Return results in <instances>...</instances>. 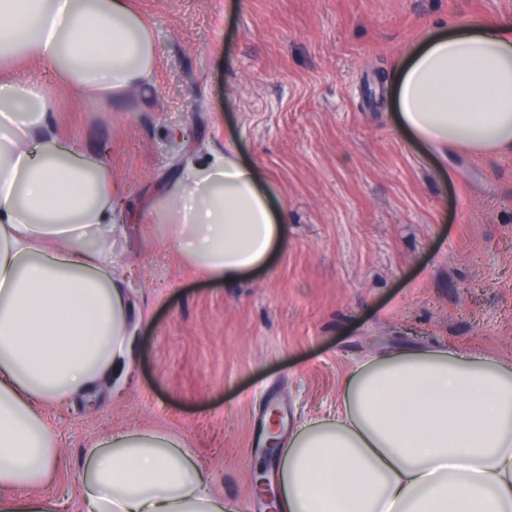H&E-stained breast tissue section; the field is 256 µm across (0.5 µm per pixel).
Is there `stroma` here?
<instances>
[{"label":"stroma","mask_w":512,"mask_h":512,"mask_svg":"<svg viewBox=\"0 0 512 512\" xmlns=\"http://www.w3.org/2000/svg\"><path fill=\"white\" fill-rule=\"evenodd\" d=\"M160 43L155 87L101 108L54 90L57 132L112 146L141 209L185 155L235 137L286 206L269 265L235 283L191 274L157 228L113 240L140 319L125 390L51 409L65 464L49 493L78 512L81 450L122 428L186 439L212 489L246 512L268 397L323 410L365 355L449 344L512 361V164L439 169L397 127L388 76L426 31L512 21V0H134ZM189 141L171 148L170 128Z\"/></svg>","instance_id":"stroma-1"}]
</instances>
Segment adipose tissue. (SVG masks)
<instances>
[{"label": "adipose tissue", "mask_w": 512, "mask_h": 512, "mask_svg": "<svg viewBox=\"0 0 512 512\" xmlns=\"http://www.w3.org/2000/svg\"><path fill=\"white\" fill-rule=\"evenodd\" d=\"M157 55L131 0H0V67L38 61L107 103L150 90ZM390 85L400 131L435 161L512 154L511 22L432 27ZM52 94L0 78V512H57L36 494L60 459L44 410L121 391L139 331L113 268L129 219L112 169L55 132ZM137 220L227 282L265 267L287 234L231 138L187 157ZM279 448L275 512H512V363L445 345L366 355ZM83 456L84 512H234L165 431L115 430Z\"/></svg>", "instance_id": "obj_1"}]
</instances>
